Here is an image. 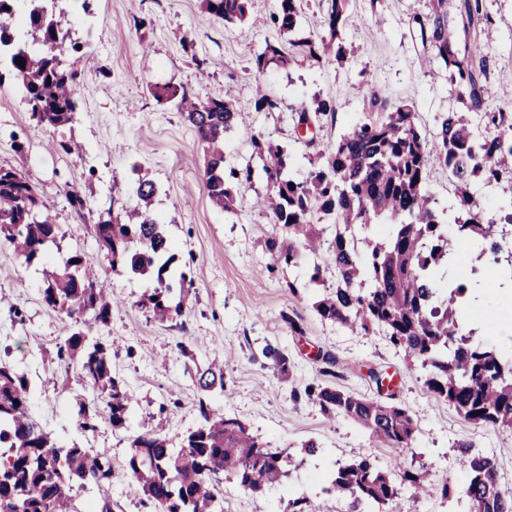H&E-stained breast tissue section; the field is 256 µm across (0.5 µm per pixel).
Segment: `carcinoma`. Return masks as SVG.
<instances>
[{
	"mask_svg": "<svg viewBox=\"0 0 512 512\" xmlns=\"http://www.w3.org/2000/svg\"><path fill=\"white\" fill-rule=\"evenodd\" d=\"M14 0H0V87H16L31 118L40 126L65 127L79 111L76 85L81 79L84 46L62 29L56 0H28V38L13 25ZM326 34L291 38L298 26V0H279L269 26L288 43L266 41L255 57L257 72L285 68L300 61L342 63L347 48L341 30L353 24L350 0H325ZM203 8L226 22L243 21L251 0H202ZM412 22L422 45L440 63L448 83L466 92L464 112L436 118L432 139L422 135L414 105L394 102L370 85L363 96V118L335 143L314 149L312 170L304 181L293 177L290 151L251 135L252 157L259 160L269 185L263 206L270 223L282 231L265 240L274 264H291L308 252L325 262L310 269L309 282L322 288L314 303L324 320L382 333L395 349L425 372V385L464 419L512 430V356L474 340L457 309L465 302L479 310L488 283L476 270L457 271L455 242L480 246L479 255L498 265L505 233L512 234V210L503 224L484 223L473 199L474 183L512 184V113L484 110L483 78L488 60L477 42L476 27L489 22L482 0H430L428 12ZM159 103H173L194 129L203 148L205 190L211 204L229 212L245 189L252 187L255 167L237 165L224 154V132L241 115L238 102L223 97L200 99L185 87L150 88ZM250 106L273 112L277 103L256 87ZM336 112L333 102L316 98L302 107L298 124H318ZM448 172L455 189L452 219H444L435 199L425 192L431 171ZM138 207L125 214L101 215L94 234L112 270L149 276L156 286L140 306L156 320L168 322L182 313L167 282L176 260L167 225L152 205L157 186L137 173ZM35 185L14 167L0 165V242L10 244L28 266L38 263L56 244L58 226L42 215ZM335 232L325 235L324 225ZM370 224L385 226L371 236L356 232ZM42 302L72 322L56 356L75 368L79 382L97 399L75 397L78 426L94 432L99 419L112 431L129 429L131 396L113 370L112 347L89 334L88 327L106 325L112 297L95 266L83 254L61 257L45 272ZM321 384L308 385L305 395L327 416L348 419L389 447H407L416 425L405 406L378 397L356 395L332 381L336 358L323 357ZM194 381L208 395L224 392V368L216 363L196 369ZM32 389L27 375L0 361V512H80L75 500L87 484L112 481V463L91 448L59 444L31 412ZM104 404L99 409L98 403ZM197 426L174 436L153 425L128 436L125 469L151 512H224L222 476L230 474L253 492L287 477L292 455L274 449L253 435L238 417L226 415L199 400ZM456 465L466 473L463 494L468 512H512V492L502 490L495 460L473 443L456 445ZM449 500V483L435 486L424 472L410 470L396 457L389 471L368 458L339 466L327 491L351 496L364 512H382L397 503L403 488Z\"/></svg>",
	"mask_w": 512,
	"mask_h": 512,
	"instance_id": "carcinoma-1",
	"label": "carcinoma"
}]
</instances>
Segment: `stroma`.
<instances>
[{
	"instance_id": "stroma-1",
	"label": "stroma",
	"mask_w": 512,
	"mask_h": 512,
	"mask_svg": "<svg viewBox=\"0 0 512 512\" xmlns=\"http://www.w3.org/2000/svg\"><path fill=\"white\" fill-rule=\"evenodd\" d=\"M90 3L86 12L79 0H62L68 25L87 51L77 121L63 131L37 126L20 95L0 89V165L16 167L35 183L47 214L59 226L63 251L93 261L118 300L110 323L91 325L89 331L112 346L114 364L133 396L131 426L158 415L169 434L194 427L202 399L191 373L195 364L216 360L224 365L226 388L205 399L208 404L239 417L272 447L294 452L310 439L321 446L261 494L224 477V512H289L288 500L297 494L307 496L316 512H362L353 498L328 491L334 470L362 456L387 469L399 455L411 469L461 488L466 475L454 463L461 439L493 456L502 487L512 490V430L465 421L428 391L422 370L409 366L382 334L322 320L313 309L321 290L308 282L313 256L267 274L272 259L264 240L274 226L253 205L265 193V181L255 179L237 212L215 210L207 198L194 131L174 106L157 103L150 93L153 85L171 84L202 99L239 101L242 114L224 135L227 159L249 157L250 136L259 132L289 147L294 173L303 179L311 169L309 149L296 142L295 126L298 111L314 97L336 106L334 117L314 131L322 147L359 121L361 88L367 82L391 100L413 103L426 136L432 135L438 115L462 110L464 91L432 74L412 24L414 15L427 12L429 0H352L358 22L342 31L350 50L343 64L304 61L261 76L253 60L270 35L268 28L224 22L202 10L201 0ZM483 9L492 21L481 37L488 55L484 109L512 113V0H483ZM259 82L277 101L276 111L250 106ZM68 138L81 143V155L60 149V140ZM17 139L25 143L20 154L12 147ZM138 166L149 170L157 185L154 211L173 239L176 261L170 275L187 269L194 279L182 316L165 323L137 305L153 281L113 272L93 232L101 213L134 203ZM88 186L93 189L89 207L75 213L65 194ZM44 281L42 267L26 266L0 242V359L29 376L32 413L60 442H75L111 459V483L82 491L79 506L107 499L112 512H145L125 475L124 433L104 423L93 433L76 428L72 394L80 384L55 357L71 322L42 303ZM291 317L301 318L304 335L291 331ZM277 352L286 357L293 383L282 381L273 358ZM326 353L338 361L336 385L401 403L414 414L418 432L411 447L382 445L362 427L327 417L304 396L307 385L321 383ZM377 374L390 379L391 387L378 390Z\"/></svg>"
}]
</instances>
